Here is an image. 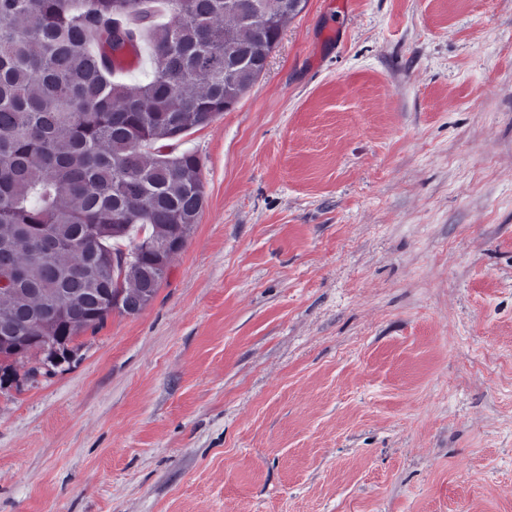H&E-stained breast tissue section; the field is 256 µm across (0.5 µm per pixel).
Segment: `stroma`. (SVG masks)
<instances>
[{
	"mask_svg": "<svg viewBox=\"0 0 512 512\" xmlns=\"http://www.w3.org/2000/svg\"><path fill=\"white\" fill-rule=\"evenodd\" d=\"M171 150L199 221L0 390V512H512V0H306Z\"/></svg>",
	"mask_w": 512,
	"mask_h": 512,
	"instance_id": "1",
	"label": "stroma"
}]
</instances>
